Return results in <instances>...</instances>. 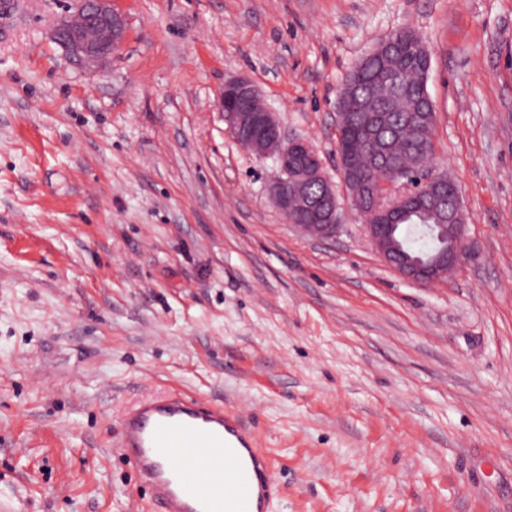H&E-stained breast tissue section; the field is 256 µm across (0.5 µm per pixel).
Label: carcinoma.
<instances>
[{
  "mask_svg": "<svg viewBox=\"0 0 512 512\" xmlns=\"http://www.w3.org/2000/svg\"><path fill=\"white\" fill-rule=\"evenodd\" d=\"M426 52L414 30L401 28L383 39L342 82L337 108L351 113V119L337 130V151L351 155L365 177L374 178L381 168L378 150L368 142L369 113L381 116V147L394 155L398 181L414 179L420 161L434 151L435 108L424 82ZM434 205L428 201L430 212L420 216L397 210L394 223L406 249L423 254L438 246L435 238L418 231L437 223Z\"/></svg>",
  "mask_w": 512,
  "mask_h": 512,
  "instance_id": "cac0c4a2",
  "label": "carcinoma"
}]
</instances>
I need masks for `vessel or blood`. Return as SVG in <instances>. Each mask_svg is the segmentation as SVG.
<instances>
[{
  "instance_id": "b4317fda",
  "label": "vessel or blood",
  "mask_w": 512,
  "mask_h": 512,
  "mask_svg": "<svg viewBox=\"0 0 512 512\" xmlns=\"http://www.w3.org/2000/svg\"><path fill=\"white\" fill-rule=\"evenodd\" d=\"M117 446L151 512H268L280 489L251 423L205 398L136 400L122 414Z\"/></svg>"
}]
</instances>
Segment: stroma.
<instances>
[{
  "instance_id": "stroma-1",
  "label": "stroma",
  "mask_w": 512,
  "mask_h": 512,
  "mask_svg": "<svg viewBox=\"0 0 512 512\" xmlns=\"http://www.w3.org/2000/svg\"><path fill=\"white\" fill-rule=\"evenodd\" d=\"M0 17V512H148L115 442L142 395L249 415L270 512H512V0H114L101 68L49 38L74 0ZM412 28L434 164L472 255L386 266L336 151L343 78ZM245 77L309 138L340 225L295 232L219 108Z\"/></svg>"
}]
</instances>
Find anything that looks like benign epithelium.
I'll list each match as a JSON object with an SVG mask.
<instances>
[{
  "label": "benign epithelium",
  "instance_id": "1",
  "mask_svg": "<svg viewBox=\"0 0 512 512\" xmlns=\"http://www.w3.org/2000/svg\"><path fill=\"white\" fill-rule=\"evenodd\" d=\"M126 31L123 16L112 8V0H78L74 12L61 19L52 31L53 41L68 58L80 65L105 61L121 45ZM260 98L259 90L248 79L238 77L224 82L220 102ZM224 121L235 139L250 153L272 156L279 174L269 186L270 197L284 216L298 214L307 219L294 228L307 236L322 239L336 234L338 203L336 192L323 171L318 151L302 137H285L275 113L223 111ZM343 182L349 191L351 206L364 219L365 231L382 262L402 277L419 284H435L448 278L464 261L468 252L466 216L462 205L448 213V223L437 224L438 236L448 245L427 260L410 258L391 233V209L379 205L385 196H394L396 205H404L413 187L389 178L368 184L355 177L350 162L339 156ZM311 184L323 187L313 197Z\"/></svg>",
  "mask_w": 512,
  "mask_h": 512
}]
</instances>
